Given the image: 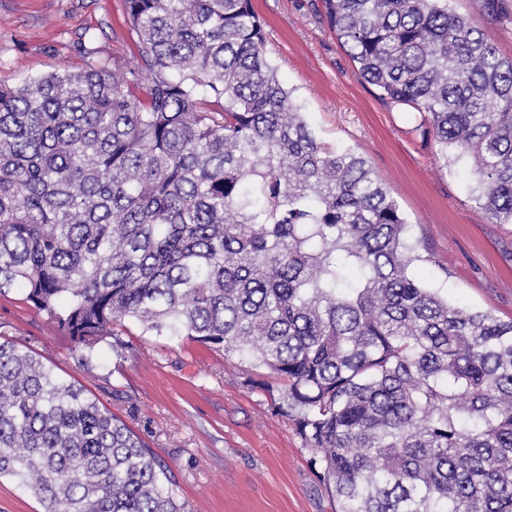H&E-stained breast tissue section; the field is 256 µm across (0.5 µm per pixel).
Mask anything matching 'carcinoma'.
Segmentation results:
<instances>
[{"label":"carcinoma","mask_w":512,"mask_h":512,"mask_svg":"<svg viewBox=\"0 0 512 512\" xmlns=\"http://www.w3.org/2000/svg\"><path fill=\"white\" fill-rule=\"evenodd\" d=\"M323 2L359 75L423 114L442 159L468 155L473 201L512 224V59L448 0ZM125 5L131 67L0 85V294L82 367L126 321L238 358L336 512H512V321L412 273L396 201L316 138L250 0ZM4 476L42 512H185L140 435L10 340Z\"/></svg>","instance_id":"carcinoma-1"}]
</instances>
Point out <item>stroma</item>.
I'll return each mask as SVG.
<instances>
[{
  "mask_svg": "<svg viewBox=\"0 0 512 512\" xmlns=\"http://www.w3.org/2000/svg\"><path fill=\"white\" fill-rule=\"evenodd\" d=\"M268 59L314 131L365 158L423 257L415 275L450 302L512 320V224L473 202L464 160H442L421 116L363 80L324 20L322 0H250ZM137 53L124 0H0V84L107 66ZM79 367L71 340L13 292L0 295V340L25 344L139 433L166 465L187 512H334L293 425L221 350L118 327Z\"/></svg>",
  "mask_w": 512,
  "mask_h": 512,
  "instance_id": "1",
  "label": "stroma"
}]
</instances>
